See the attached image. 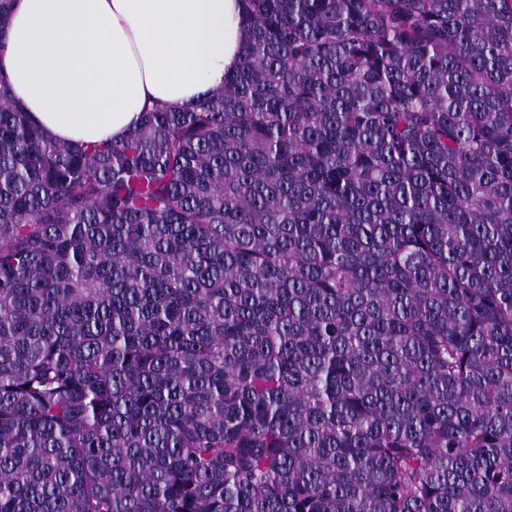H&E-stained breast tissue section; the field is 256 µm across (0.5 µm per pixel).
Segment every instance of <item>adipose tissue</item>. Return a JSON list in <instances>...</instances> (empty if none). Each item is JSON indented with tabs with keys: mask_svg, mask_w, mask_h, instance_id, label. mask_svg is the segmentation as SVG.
Instances as JSON below:
<instances>
[{
	"mask_svg": "<svg viewBox=\"0 0 512 512\" xmlns=\"http://www.w3.org/2000/svg\"><path fill=\"white\" fill-rule=\"evenodd\" d=\"M246 38L239 0H17L0 71L47 135L84 144L222 85Z\"/></svg>",
	"mask_w": 512,
	"mask_h": 512,
	"instance_id": "obj_1",
	"label": "adipose tissue"
}]
</instances>
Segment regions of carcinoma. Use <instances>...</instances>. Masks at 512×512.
<instances>
[{
  "label": "carcinoma",
  "instance_id": "obj_1",
  "mask_svg": "<svg viewBox=\"0 0 512 512\" xmlns=\"http://www.w3.org/2000/svg\"><path fill=\"white\" fill-rule=\"evenodd\" d=\"M240 3L119 140L0 75V512H512V0Z\"/></svg>",
  "mask_w": 512,
  "mask_h": 512
}]
</instances>
